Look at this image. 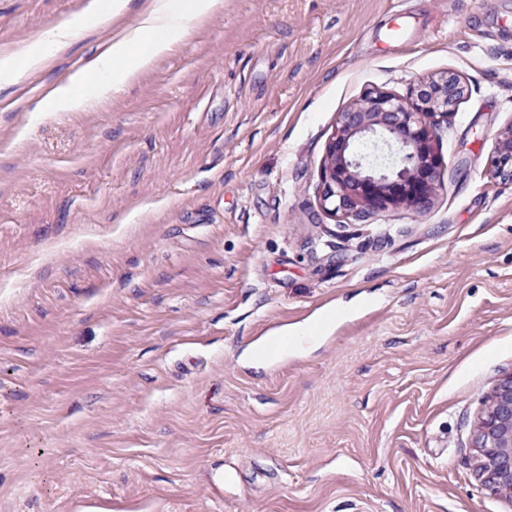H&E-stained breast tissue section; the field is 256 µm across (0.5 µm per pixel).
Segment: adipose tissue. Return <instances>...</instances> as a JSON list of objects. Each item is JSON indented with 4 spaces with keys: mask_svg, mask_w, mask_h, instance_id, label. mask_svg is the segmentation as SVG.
<instances>
[{
    "mask_svg": "<svg viewBox=\"0 0 512 512\" xmlns=\"http://www.w3.org/2000/svg\"><path fill=\"white\" fill-rule=\"evenodd\" d=\"M221 4L222 0H153L139 26L113 40L107 51L97 58L96 67L112 70L111 79L99 85L98 98H105L132 82L155 58L185 36L195 20Z\"/></svg>",
    "mask_w": 512,
    "mask_h": 512,
    "instance_id": "obj_1",
    "label": "adipose tissue"
}]
</instances>
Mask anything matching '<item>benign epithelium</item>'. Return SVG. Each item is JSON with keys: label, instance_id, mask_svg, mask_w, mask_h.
I'll return each instance as SVG.
<instances>
[{"label": "benign epithelium", "instance_id": "benign-epithelium-1", "mask_svg": "<svg viewBox=\"0 0 512 512\" xmlns=\"http://www.w3.org/2000/svg\"><path fill=\"white\" fill-rule=\"evenodd\" d=\"M467 94L465 80L446 72L415 85L406 97L372 89L338 113L321 166L322 211L340 224H366L398 206L428 211L441 183L442 160L433 147L438 118L455 112ZM486 171L512 184V120L496 133ZM471 444L481 486L512 496V372L488 395Z\"/></svg>", "mask_w": 512, "mask_h": 512}]
</instances>
